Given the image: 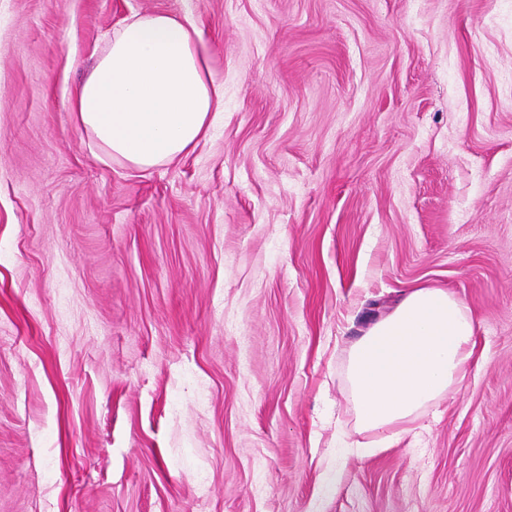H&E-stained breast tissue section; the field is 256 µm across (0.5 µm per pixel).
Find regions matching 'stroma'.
<instances>
[{
    "label": "stroma",
    "instance_id": "1",
    "mask_svg": "<svg viewBox=\"0 0 512 512\" xmlns=\"http://www.w3.org/2000/svg\"><path fill=\"white\" fill-rule=\"evenodd\" d=\"M136 13L224 91L148 170L71 110ZM415 286L474 355L363 456L349 349ZM0 512H512V0H0Z\"/></svg>",
    "mask_w": 512,
    "mask_h": 512
}]
</instances>
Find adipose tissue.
I'll return each mask as SVG.
<instances>
[{
    "label": "adipose tissue",
    "mask_w": 512,
    "mask_h": 512,
    "mask_svg": "<svg viewBox=\"0 0 512 512\" xmlns=\"http://www.w3.org/2000/svg\"><path fill=\"white\" fill-rule=\"evenodd\" d=\"M219 103L199 30L167 14L132 15L77 87L72 110L108 155L149 169L184 155ZM476 319L456 294L413 287L351 347L358 426L386 433L462 382Z\"/></svg>",
    "instance_id": "ef3b65f1"
}]
</instances>
